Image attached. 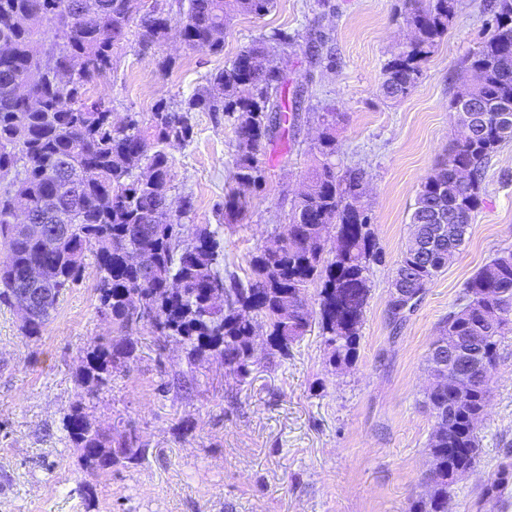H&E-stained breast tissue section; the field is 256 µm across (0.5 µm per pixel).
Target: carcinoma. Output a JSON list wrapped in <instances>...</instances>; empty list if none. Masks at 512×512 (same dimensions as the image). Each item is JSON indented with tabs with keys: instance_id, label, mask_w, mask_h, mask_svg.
<instances>
[{
	"instance_id": "obj_1",
	"label": "carcinoma",
	"mask_w": 512,
	"mask_h": 512,
	"mask_svg": "<svg viewBox=\"0 0 512 512\" xmlns=\"http://www.w3.org/2000/svg\"><path fill=\"white\" fill-rule=\"evenodd\" d=\"M459 0H404L405 21L415 37L384 66L380 91L396 100L411 93L423 66L453 26ZM274 0H178L181 36L192 48L220 53L224 32L239 15H266ZM492 34L463 65L476 81L462 85L451 101L458 119L474 129L455 141L448 157L422 182L410 224L412 237L396 274L411 278L409 288L424 294L465 242L473 214L482 204L481 183L490 159L512 142V0L491 4ZM46 23L60 43L42 48ZM168 17L145 8L143 0H0V304L14 306L16 289L31 270H45L42 318L20 326L27 337L42 335L61 294L78 282L85 253L97 271L100 312L112 335L93 340L78 374L91 389L104 388L112 374L134 359L137 342L129 327L139 322L137 306L148 308V324L166 342L179 344L187 367L212 355L244 378L251 372L253 338L263 331L269 355L288 356L290 347L318 326L332 348L330 364L351 365L370 294L367 271L382 250L362 206L363 174L336 170V117L325 121L317 141L319 164L288 213L291 240L264 249L251 260L242 283L224 278L218 231L190 228L182 216L192 208L169 207L171 163L167 146L192 138L190 114L209 112L234 118L236 187L224 195V220L241 221L246 194L261 185L259 153L277 127L295 120L297 102L281 92L285 68L276 49L288 32L274 30L253 40L206 84L172 105L158 103L148 121L129 128L113 124L112 111L86 96L87 86L110 72L129 37L143 51L169 34ZM26 78L40 105L16 95L15 81ZM468 179L458 177L460 170ZM85 173L78 190L69 176ZM60 225L48 248L16 232L15 200ZM336 226V244L327 247L322 225ZM318 284V309L302 308L310 286ZM221 289L224 301H212ZM288 309V316L280 311ZM512 325V249L497 253L465 283L458 307L448 313L428 356L431 382L424 406L434 419L424 481L427 498L410 502L408 512H450V488L474 467L478 426L490 387L483 375L497 366L501 337ZM477 348L478 365L464 391L441 385L449 356ZM68 437L81 449L91 474L115 466H137L148 448L135 428L107 433L82 405L63 419ZM512 485V455L506 454L482 490L483 502H500Z\"/></svg>"
}]
</instances>
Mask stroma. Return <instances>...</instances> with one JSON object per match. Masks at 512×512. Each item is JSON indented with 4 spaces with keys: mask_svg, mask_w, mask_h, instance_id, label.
Listing matches in <instances>:
<instances>
[{
    "mask_svg": "<svg viewBox=\"0 0 512 512\" xmlns=\"http://www.w3.org/2000/svg\"><path fill=\"white\" fill-rule=\"evenodd\" d=\"M151 2L171 18L167 40L146 52L127 42L89 89L116 121H143L159 101L188 97L260 34L292 36L283 94L299 98L298 119L263 146V184L248 194L244 219L224 221L236 171L227 117L192 113L191 141L168 149V195L175 204L191 196L186 224L218 231L225 273L247 280L252 257L281 232L319 158L323 120L335 113L336 167L363 171V203L382 249L368 273L357 357L334 370L323 336L312 331L288 359H274L260 338L247 378L212 357L184 392L174 383L186 368L181 348L160 345L140 324L132 329L136 359L88 395L78 380L82 356L111 325L99 312L94 258L86 256L83 277L60 296L42 336H23L16 309L0 304V512H406L425 491L434 425L423 406L429 346L466 281L512 249L510 143L486 167L466 246L405 322H391V281L416 195L458 136L450 101L466 77L463 59L491 33L488 0H460L417 86L397 100L377 86L409 38L403 0H275L263 17L235 18L219 54L181 42L176 0ZM165 58L173 64L163 70ZM500 353L476 465L452 486V512H479L482 487L512 450V332ZM78 404L103 430L134 426L149 449L144 464L85 478L62 423Z\"/></svg>",
    "mask_w": 512,
    "mask_h": 512,
    "instance_id": "35a3bbf8",
    "label": "stroma"
}]
</instances>
